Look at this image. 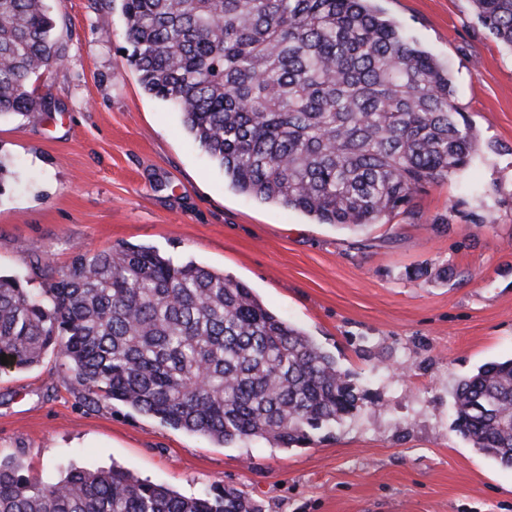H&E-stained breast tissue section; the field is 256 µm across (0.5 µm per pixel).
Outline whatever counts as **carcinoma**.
Wrapping results in <instances>:
<instances>
[{"label": "carcinoma", "mask_w": 512, "mask_h": 512, "mask_svg": "<svg viewBox=\"0 0 512 512\" xmlns=\"http://www.w3.org/2000/svg\"><path fill=\"white\" fill-rule=\"evenodd\" d=\"M373 0H121L127 63L239 192L319 224H376L478 146L448 69ZM512 47V0H472ZM67 59L44 0H0V119L47 107L34 80ZM54 348L90 400L225 445L278 448L359 409L349 373L246 284L152 247L76 249L40 296L0 274V369ZM457 432L512 468V359L455 389ZM0 512H262L233 487L186 497L128 471L41 482L0 459Z\"/></svg>", "instance_id": "carcinoma-1"}]
</instances>
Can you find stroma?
I'll use <instances>...</instances> for the list:
<instances>
[{"instance_id": "obj_1", "label": "stroma", "mask_w": 512, "mask_h": 512, "mask_svg": "<svg viewBox=\"0 0 512 512\" xmlns=\"http://www.w3.org/2000/svg\"><path fill=\"white\" fill-rule=\"evenodd\" d=\"M66 47L48 107L0 121V270L40 294L76 247L143 244L246 284L335 356L359 411L277 448L224 446L118 402L90 404L55 351L0 370V456L49 480L119 466L200 496L237 488L264 512H512V468L455 428L454 390L512 357V48L471 0H377L446 64L479 148L385 223L320 224L237 192L144 92L122 47L118 0H46Z\"/></svg>"}]
</instances>
